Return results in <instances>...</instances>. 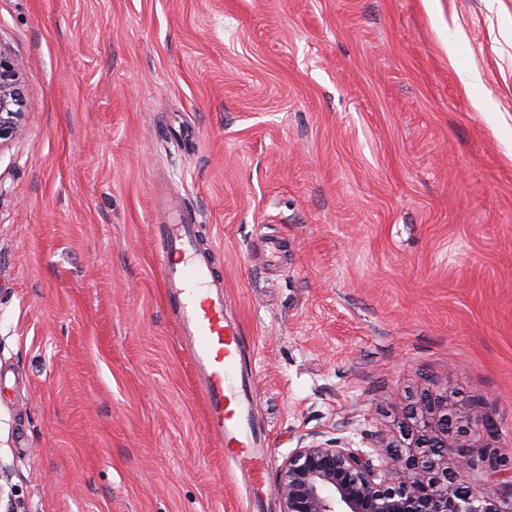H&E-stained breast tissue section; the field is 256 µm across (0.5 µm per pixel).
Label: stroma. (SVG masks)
<instances>
[{"label":"stroma","instance_id":"1","mask_svg":"<svg viewBox=\"0 0 512 512\" xmlns=\"http://www.w3.org/2000/svg\"><path fill=\"white\" fill-rule=\"evenodd\" d=\"M0 45L29 102L0 146L18 512H280L295 448L378 455L425 393L496 425L449 456L512 449V0H0ZM176 215L244 330L257 486L165 302Z\"/></svg>","mask_w":512,"mask_h":512}]
</instances>
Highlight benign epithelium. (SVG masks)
Segmentation results:
<instances>
[{"mask_svg": "<svg viewBox=\"0 0 512 512\" xmlns=\"http://www.w3.org/2000/svg\"><path fill=\"white\" fill-rule=\"evenodd\" d=\"M23 64L0 45V145L21 132L28 101ZM485 439L495 433L486 417L461 420L448 397L427 395L402 422L403 441L385 450L382 463L359 448L311 442L282 463L277 482L281 512H512L499 484L475 486L469 474L494 477L512 464V453L488 448L477 458L448 461V432Z\"/></svg>", "mask_w": 512, "mask_h": 512, "instance_id": "obj_1", "label": "benign epithelium"}]
</instances>
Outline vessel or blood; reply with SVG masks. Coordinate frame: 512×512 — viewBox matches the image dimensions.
<instances>
[{"instance_id": "vessel-or-blood-1", "label": "vessel or blood", "mask_w": 512, "mask_h": 512, "mask_svg": "<svg viewBox=\"0 0 512 512\" xmlns=\"http://www.w3.org/2000/svg\"><path fill=\"white\" fill-rule=\"evenodd\" d=\"M156 230L163 239L156 264L197 372L206 433L221 444L226 462L261 482L266 469L253 450L266 433L250 417L253 390L243 363L244 332L224 312V280L212 255L197 247L193 224L177 219Z\"/></svg>"}]
</instances>
